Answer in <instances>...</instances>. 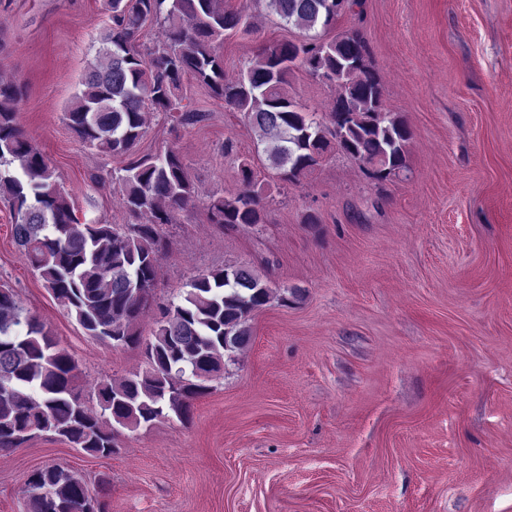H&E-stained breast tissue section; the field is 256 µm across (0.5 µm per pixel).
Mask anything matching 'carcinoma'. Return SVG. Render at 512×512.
I'll return each mask as SVG.
<instances>
[{"mask_svg":"<svg viewBox=\"0 0 512 512\" xmlns=\"http://www.w3.org/2000/svg\"><path fill=\"white\" fill-rule=\"evenodd\" d=\"M253 2L230 9L224 0H109L110 24L65 120L83 144L127 159L123 174L112 178L136 220L125 228L76 216L55 168L17 123L21 88L0 83V200L13 213L14 242L61 310L101 344L116 349L140 343L139 320L152 306L165 246L159 228L176 223L177 214L197 201L177 148L138 153L149 112L162 113L175 127L206 120V113L184 103V76L240 113L255 136L254 154L239 158L244 190L206 203L213 224L265 223V188L254 176L262 154L285 185L311 176L334 149L378 181L405 168L410 130L385 108L367 42L356 32L325 38L361 0H345L340 8L336 0H266L300 38L267 43L230 78L219 48L224 37L247 27ZM149 20L164 38L143 50L139 37ZM296 67L336 85L332 112L320 116L288 94ZM270 300V287L249 265L199 272L179 302L161 308L145 343L148 367L97 386V415L76 394L73 356L12 289L1 286L0 452L23 447L49 427L72 447L108 457L119 427L188 419L192 402L209 390L199 372L216 377L224 371V356L251 343L249 320ZM107 489L104 478L93 488L70 467L55 464L33 471L22 492L29 512H106Z\"/></svg>","mask_w":512,"mask_h":512,"instance_id":"1","label":"carcinoma"}]
</instances>
